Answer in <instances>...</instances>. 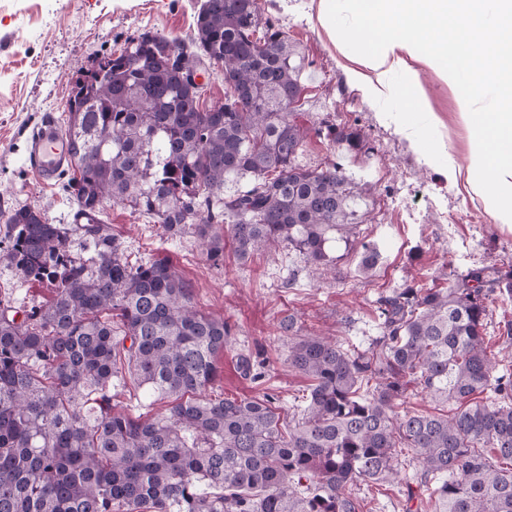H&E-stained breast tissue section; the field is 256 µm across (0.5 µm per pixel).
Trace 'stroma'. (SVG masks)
Masks as SVG:
<instances>
[{
    "instance_id": "1",
    "label": "stroma",
    "mask_w": 512,
    "mask_h": 512,
    "mask_svg": "<svg viewBox=\"0 0 512 512\" xmlns=\"http://www.w3.org/2000/svg\"><path fill=\"white\" fill-rule=\"evenodd\" d=\"M201 2L0 0V227L14 206L72 226L75 208L63 190L67 174L44 187L27 162L33 131L62 121L76 78L129 38L151 32L189 42ZM259 6L304 57L299 111L315 127L352 126L367 135L358 153L310 137L297 161L311 169L337 166L358 184L359 239L379 251L377 267L362 272L356 247L344 252L334 275L321 277L297 252L275 247L243 263L229 244L216 267L195 238H167L130 207H109L104 220L130 262L168 258L193 283L200 308L228 321L231 343L218 359L213 394L252 396L265 387L279 406L297 412L306 405L310 382L285 362L282 319L292 316L300 328L327 330L343 344L367 347L380 334L378 298L408 277L444 288L476 268H493L498 277L511 273L512 228L494 220L473 187L468 156L474 132L459 112L457 87L420 58L388 62L381 72L370 68L324 20L321 0H259ZM398 112L415 113L409 134L386 121V114ZM452 160L458 166L453 176ZM52 297L47 283L0 267V298L27 307ZM242 353L265 358L263 386L241 375Z\"/></svg>"
}]
</instances>
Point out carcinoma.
<instances>
[{
	"label": "carcinoma",
	"instance_id": "cac0c4a2",
	"mask_svg": "<svg viewBox=\"0 0 512 512\" xmlns=\"http://www.w3.org/2000/svg\"><path fill=\"white\" fill-rule=\"evenodd\" d=\"M215 65L219 112L193 86ZM303 71L258 0H204L190 44L142 33L74 81L68 188L94 256H70L69 229L31 208L7 217L0 265L54 296L27 309L0 300V512H364L353 486L394 483L402 448L431 512H512V370L485 346L487 269L380 297L381 334L365 350L288 317V367L312 380L289 414L266 392L206 394L230 325L197 307L167 259L129 262L100 219L128 206L169 238L195 237L215 265L227 231L243 261L281 245L336 267L333 249L355 242L357 192L336 167L295 160L312 134L354 152L365 136L308 125ZM239 369L261 383L251 356ZM125 378L168 400L165 412L117 408ZM412 384L451 409L396 413Z\"/></svg>",
	"mask_w": 512,
	"mask_h": 512
}]
</instances>
